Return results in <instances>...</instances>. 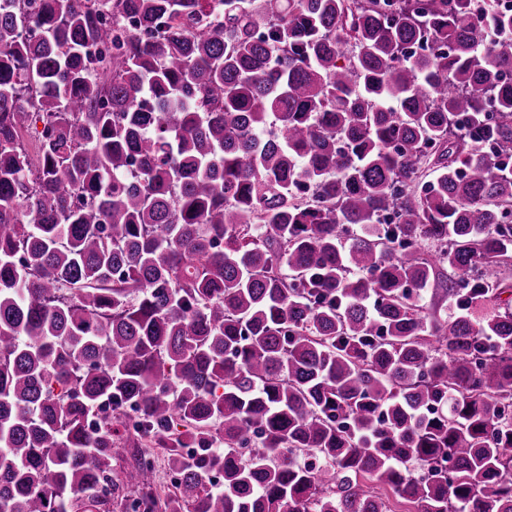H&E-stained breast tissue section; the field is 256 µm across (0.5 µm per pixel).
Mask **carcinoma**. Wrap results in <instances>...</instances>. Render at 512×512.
<instances>
[{
    "label": "carcinoma",
    "instance_id": "cac0c4a2",
    "mask_svg": "<svg viewBox=\"0 0 512 512\" xmlns=\"http://www.w3.org/2000/svg\"><path fill=\"white\" fill-rule=\"evenodd\" d=\"M511 260L500 0H0V512H512Z\"/></svg>",
    "mask_w": 512,
    "mask_h": 512
}]
</instances>
